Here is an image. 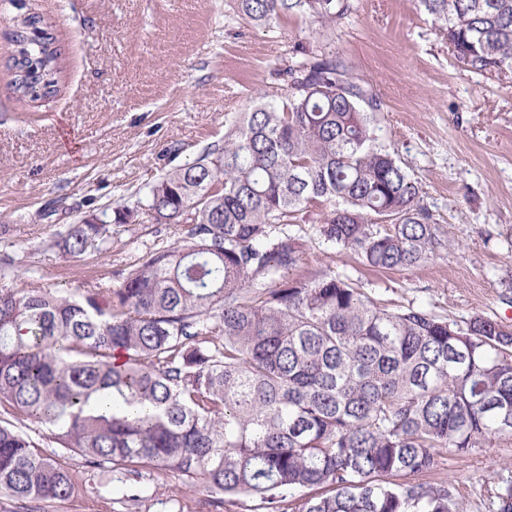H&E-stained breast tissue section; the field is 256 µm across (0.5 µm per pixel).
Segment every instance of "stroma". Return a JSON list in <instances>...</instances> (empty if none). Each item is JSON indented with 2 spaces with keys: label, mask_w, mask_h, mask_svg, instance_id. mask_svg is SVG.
<instances>
[{
  "label": "stroma",
  "mask_w": 512,
  "mask_h": 512,
  "mask_svg": "<svg viewBox=\"0 0 512 512\" xmlns=\"http://www.w3.org/2000/svg\"><path fill=\"white\" fill-rule=\"evenodd\" d=\"M332 36L307 21L257 26L235 0H0V255L31 282L67 291L113 283L148 247L171 244L173 224H128L101 252L65 259L45 250L64 224L108 221L144 197L167 171L223 143L224 127L251 111L257 90L284 94L274 74L300 42L332 39L367 80L380 109L379 144L394 150L422 188L423 202L453 251L410 268L371 271L319 237L315 209L274 225L305 245L300 274L331 267L388 308L425 307L455 319L483 315L512 326V72L462 67L419 0H350ZM53 25L64 57L57 91L37 100L12 88L10 40L25 10ZM65 198L71 209L49 214ZM83 486L52 512H264L259 501H216L196 479L174 472L129 477L136 502L119 500L111 476L75 454ZM512 468V445L449 456L443 476L458 486L464 512L473 491Z\"/></svg>",
  "instance_id": "obj_1"
}]
</instances>
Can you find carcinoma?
<instances>
[{
	"label": "carcinoma",
	"mask_w": 512,
	"mask_h": 512,
	"mask_svg": "<svg viewBox=\"0 0 512 512\" xmlns=\"http://www.w3.org/2000/svg\"><path fill=\"white\" fill-rule=\"evenodd\" d=\"M256 25L299 17L333 30L348 0H236ZM456 60L512 71V0H419ZM12 39L14 91L54 92L61 51L29 13ZM276 101L224 146L166 173L135 207L65 224L48 249L99 252L112 225H179L119 284L62 292L0 272V406L34 419L103 472L175 471L266 512H463L433 478L449 453L512 443V329L482 315L389 309L329 267L294 276L300 238L271 236L310 206L324 241L376 270L418 266L446 243L421 186L376 144L369 83L327 45L295 46ZM77 474L0 420V493L48 505ZM512 512V475L480 494Z\"/></svg>",
	"instance_id": "1"
}]
</instances>
